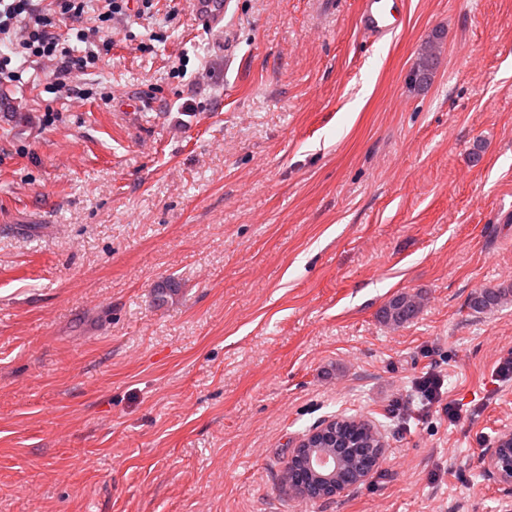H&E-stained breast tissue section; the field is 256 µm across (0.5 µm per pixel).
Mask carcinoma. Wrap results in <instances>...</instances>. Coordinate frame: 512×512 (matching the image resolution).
Instances as JSON below:
<instances>
[{"mask_svg":"<svg viewBox=\"0 0 512 512\" xmlns=\"http://www.w3.org/2000/svg\"><path fill=\"white\" fill-rule=\"evenodd\" d=\"M438 65V44H429L422 52L419 62L413 70L415 82L420 85L428 83ZM512 296V286L483 287L476 290L470 299V308L475 312L497 306ZM420 310L417 296L400 294L392 298L381 310V318L396 325L414 319ZM376 440L373 438L371 425L354 419L345 420L336 425L334 433L321 438L314 449L326 451L339 458L340 467L335 474V482L351 486L357 482L362 468L367 466L361 458H353L343 453L345 448H362L373 454ZM290 479L300 488L302 495L312 500L321 495L323 481L314 474L307 473L303 466L290 467Z\"/></svg>","mask_w":512,"mask_h":512,"instance_id":"obj_1","label":"carcinoma"}]
</instances>
